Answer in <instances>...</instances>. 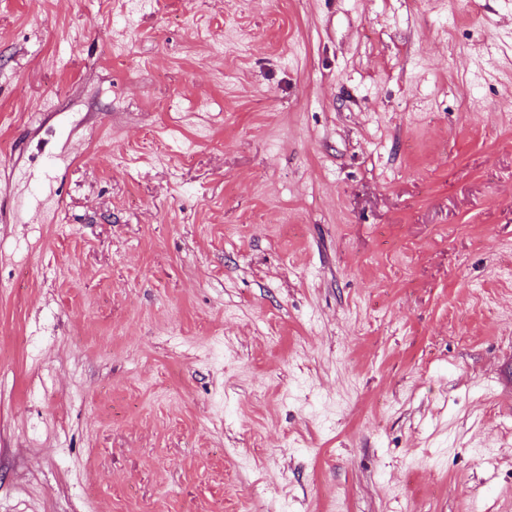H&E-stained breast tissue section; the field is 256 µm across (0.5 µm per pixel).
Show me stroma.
Here are the masks:
<instances>
[{"mask_svg":"<svg viewBox=\"0 0 512 512\" xmlns=\"http://www.w3.org/2000/svg\"><path fill=\"white\" fill-rule=\"evenodd\" d=\"M0 512H512V0H0Z\"/></svg>","mask_w":512,"mask_h":512,"instance_id":"stroma-1","label":"stroma"}]
</instances>
